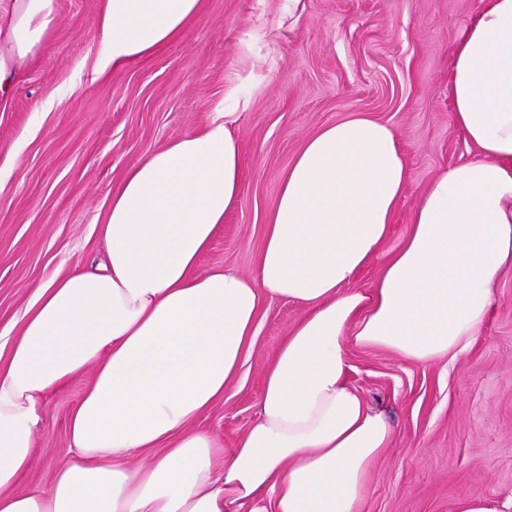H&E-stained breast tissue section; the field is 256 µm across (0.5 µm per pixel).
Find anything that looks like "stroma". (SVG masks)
<instances>
[{
	"mask_svg": "<svg viewBox=\"0 0 512 512\" xmlns=\"http://www.w3.org/2000/svg\"><path fill=\"white\" fill-rule=\"evenodd\" d=\"M490 0H203L189 34L94 78L100 0H58L54 36L0 105V344L37 288L101 250L97 227L125 171L231 112L242 188L201 269L252 273L281 178L321 127L357 114L388 124L410 171L390 234L359 273L371 288L443 169L474 159L453 122L451 50ZM302 312L265 298L239 374L197 428L231 447L252 424L263 374ZM349 380L394 427L367 512H455L468 496L512 512V277L456 363L418 364L348 344ZM91 372L49 392L19 490L69 458V414Z\"/></svg>",
	"mask_w": 512,
	"mask_h": 512,
	"instance_id": "stroma-1",
	"label": "stroma"
}]
</instances>
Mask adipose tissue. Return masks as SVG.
Segmentation results:
<instances>
[{"mask_svg": "<svg viewBox=\"0 0 512 512\" xmlns=\"http://www.w3.org/2000/svg\"><path fill=\"white\" fill-rule=\"evenodd\" d=\"M201 8L101 0L97 75L183 38ZM56 18L57 0H0V101ZM449 92L476 157L431 181L367 291L352 283L410 181L386 123L354 115L304 142L249 275L199 268L241 190L233 113L130 166L98 227L100 257L37 288L0 363V512H364L394 430L350 383L347 338L415 363L455 361L512 275V0H490L460 32ZM268 296L302 314L227 453L192 424L236 380ZM89 368L68 462L18 491L44 396Z\"/></svg>", "mask_w": 512, "mask_h": 512, "instance_id": "adipose-tissue-1", "label": "adipose tissue"}]
</instances>
